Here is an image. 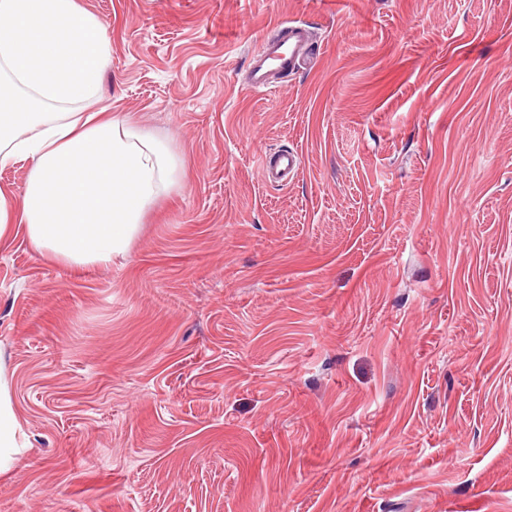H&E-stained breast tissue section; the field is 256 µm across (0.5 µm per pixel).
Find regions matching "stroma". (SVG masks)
<instances>
[{"label": "stroma", "instance_id": "stroma-1", "mask_svg": "<svg viewBox=\"0 0 512 512\" xmlns=\"http://www.w3.org/2000/svg\"><path fill=\"white\" fill-rule=\"evenodd\" d=\"M78 2L179 177L108 266L0 244V512H512V0ZM312 42L302 23L287 20L273 28V35L267 37L253 53L249 67V85L258 92L278 87L275 75L288 76L313 56ZM301 162L298 154L289 151H278L270 155L263 167L265 181L288 185V178L294 176L300 169ZM4 384L0 380V471L9 469L11 455L18 448L19 425L15 415L7 406Z\"/></svg>", "mask_w": 512, "mask_h": 512}]
</instances>
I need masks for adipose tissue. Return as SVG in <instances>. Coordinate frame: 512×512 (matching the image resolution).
I'll return each mask as SVG.
<instances>
[{
	"instance_id": "1",
	"label": "adipose tissue",
	"mask_w": 512,
	"mask_h": 512,
	"mask_svg": "<svg viewBox=\"0 0 512 512\" xmlns=\"http://www.w3.org/2000/svg\"><path fill=\"white\" fill-rule=\"evenodd\" d=\"M98 30L76 0H0V168L27 171L21 196L0 191V241L23 225L40 255L78 269L125 255L176 182L163 144L98 109Z\"/></svg>"
}]
</instances>
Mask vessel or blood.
Instances as JSON below:
<instances>
[{
  "mask_svg": "<svg viewBox=\"0 0 512 512\" xmlns=\"http://www.w3.org/2000/svg\"><path fill=\"white\" fill-rule=\"evenodd\" d=\"M312 56V43L304 25L295 20L281 22L253 53L249 84L259 92L275 89V76L295 72L310 61ZM300 166L298 154L278 151L270 155L263 168V176L267 182L284 186L299 171Z\"/></svg>",
  "mask_w": 512,
  "mask_h": 512,
  "instance_id": "obj_1",
  "label": "vessel or blood"
}]
</instances>
